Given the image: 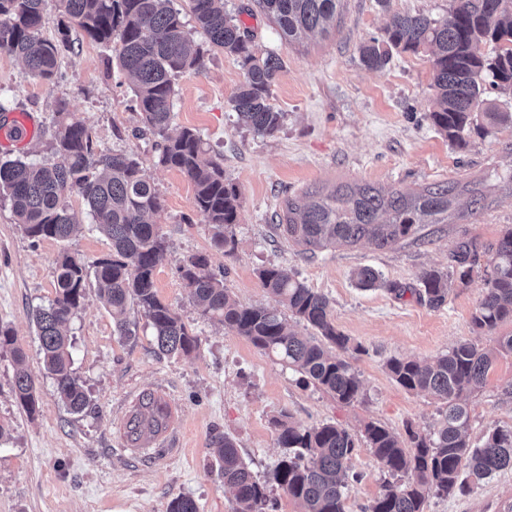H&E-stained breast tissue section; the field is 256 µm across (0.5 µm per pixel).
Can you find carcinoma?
Segmentation results:
<instances>
[{
    "mask_svg": "<svg viewBox=\"0 0 512 512\" xmlns=\"http://www.w3.org/2000/svg\"><path fill=\"white\" fill-rule=\"evenodd\" d=\"M43 2L0 0V48L21 57L35 78L50 82L59 69V45L70 44V24L90 40L112 47L119 66L134 79L144 124L163 141L158 164L189 179L194 204L212 226L214 243L228 245L225 231L236 223L240 208L238 188L224 177L220 162L206 157L197 131L184 128L169 133L174 79L203 65L201 52L192 51V31L181 12L171 7V0H59L63 20L60 38L53 42L40 37ZM341 2L256 0L260 11L290 42L327 31L336 21ZM188 7L195 28L212 47L236 57L245 69L244 82L231 100L239 122L257 134L275 133L283 113L274 109L269 98L282 70L280 59L273 54L255 56L252 38L224 9V0H188ZM488 41L499 44L492 59L480 50ZM385 45L403 51L432 48V87L438 108L429 113V119L451 142L464 145L466 128L480 117L489 126L512 125L511 112L479 110L486 78L500 88L512 89V0H450L448 15L441 20L395 13L384 39L361 47L367 67L380 69L386 64ZM55 140L65 164L3 162L0 194L9 199L29 238L64 241L77 227L67 202L75 192L86 200L95 224L112 241V253L90 265L62 255L55 268L56 296L35 315L43 368L54 378L59 399L70 412L79 414L90 406V399L74 374L69 323L82 307L89 278H94L98 296L120 335L129 333L126 312L136 305L153 329L160 354L189 355L198 349L199 340L179 314L158 298L154 273L167 246L154 216L162 210V201L139 163L124 153L95 154L91 135L80 120L61 121ZM455 189V184L441 182L408 194L364 185L315 194L304 204L289 199L279 215V227L306 253L363 240L383 249L414 235L422 224L448 223ZM179 271L202 316L248 338L300 374L304 383L341 403L350 404L362 395L359 374L332 353L334 348L349 350V337L336 331L329 300L298 277L277 266L258 272L262 287L293 317L317 329L319 339L297 335L276 308L239 304L224 287V279L210 270L204 255L189 257ZM355 278L359 286L372 288L380 274L362 267ZM448 279L449 275L436 270L424 272L419 299L433 309L444 307ZM507 320H512V226L496 244L492 273L473 316L475 327L487 332ZM0 352L13 358L15 400L28 415H35L40 395L8 328H0ZM496 352L512 354V335L500 337L494 352L464 340L429 362L386 361L387 371L401 387L427 392L442 402L439 418L426 433L409 429L404 439L381 424L369 423L358 439L333 423L302 427L283 413L272 424L279 446L288 454L262 480L248 469L235 442L224 437L216 461L237 512H274L275 502L269 496L273 487L298 501L302 512H347L344 489L360 478L350 472L348 462L362 447L389 476L366 512H424L431 496L467 495L495 473L512 469V427H495L483 446L471 447L470 415L462 401L463 393L483 388ZM170 417L165 400L145 393L127 417L124 436L131 447L140 448L167 428ZM169 512H199V506L190 497L177 496Z\"/></svg>",
    "mask_w": 512,
    "mask_h": 512,
    "instance_id": "cac0c4a2",
    "label": "carcinoma"
}]
</instances>
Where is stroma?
Segmentation results:
<instances>
[{
    "mask_svg": "<svg viewBox=\"0 0 512 512\" xmlns=\"http://www.w3.org/2000/svg\"><path fill=\"white\" fill-rule=\"evenodd\" d=\"M253 38L259 55L283 62L270 103L283 112L277 132L259 135L239 123L231 99L245 71L234 58L210 51L195 32L202 68L176 78L172 130L195 129L208 157L223 162L224 174L239 189L241 208L228 228L231 251L216 247L211 228L193 201V187L180 172L158 165L159 137L149 132L136 107L128 76L111 48L72 28V49L62 51L55 82L34 78L22 60L0 49V109L28 112L39 124L20 157L32 164L62 163L55 151L58 106L88 128L99 154L126 153L140 164L159 193L163 209L156 222L168 249L155 270L159 298L175 309L199 338L184 357L155 351L152 329L138 307L127 312L130 337L120 336L94 288L70 324L73 369L90 407L71 413L59 400L42 365L34 314L56 296L55 263L69 254L92 263L112 251L96 228L87 202L68 199L80 226L67 241L33 240L19 226L8 200L0 197V326L13 331L27 356L40 392V411L28 415L12 393L13 362L0 354V512H168L177 495L192 497L200 512H235L231 492L215 463L214 450L229 437L249 469L264 477L284 455L271 424L288 414L310 427L335 423L361 436L367 423L396 434L426 432L438 401L398 385L385 368L388 358L425 361L463 340L482 348L512 334V322L496 331L474 327L472 316L491 271L494 247L512 226V125L466 129L464 146L438 132L431 50H392L379 70L367 68L360 49L382 39L392 14L448 13V0H344L335 27L291 43L254 0H224ZM459 185L453 217L424 224L414 236L385 249L361 242L308 254L289 242L278 226L285 200L327 193L345 185L421 192L430 184ZM483 205L470 206L472 190ZM471 246L468 283L453 281L448 303L429 308L416 294L427 270L455 273L461 243ZM194 254L207 255L232 296L246 306H274L262 288L259 269L275 265L298 274L330 301L332 321L349 336L343 352L359 373L364 393L351 404L300 382L294 371L248 339L203 318L178 268ZM364 266L382 276L381 288L357 285ZM362 352H355V345ZM512 355L497 356L483 388L468 396L470 441L482 445L494 427L512 426ZM171 407L168 428L146 448L130 447L123 423L144 393ZM349 467L361 473L349 484L347 512H363L381 491L384 475L365 450ZM424 512H512V470L484 480L466 496L432 497Z\"/></svg>",
    "mask_w": 512,
    "mask_h": 512,
    "instance_id": "stroma-1",
    "label": "stroma"
}]
</instances>
